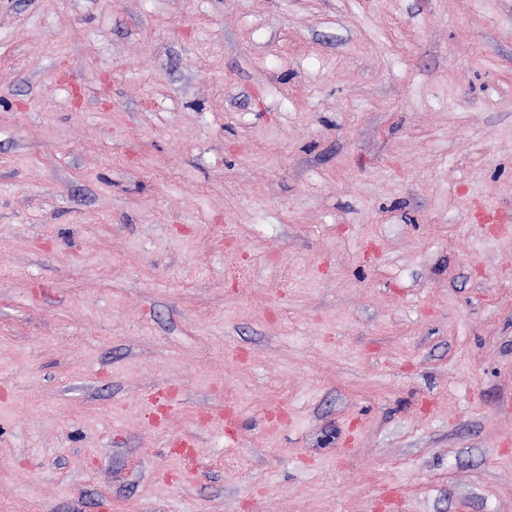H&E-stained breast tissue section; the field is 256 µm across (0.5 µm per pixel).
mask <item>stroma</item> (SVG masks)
Here are the masks:
<instances>
[{
    "mask_svg": "<svg viewBox=\"0 0 512 512\" xmlns=\"http://www.w3.org/2000/svg\"><path fill=\"white\" fill-rule=\"evenodd\" d=\"M480 212L512 0H0V512H512Z\"/></svg>",
    "mask_w": 512,
    "mask_h": 512,
    "instance_id": "1",
    "label": "stroma"
}]
</instances>
